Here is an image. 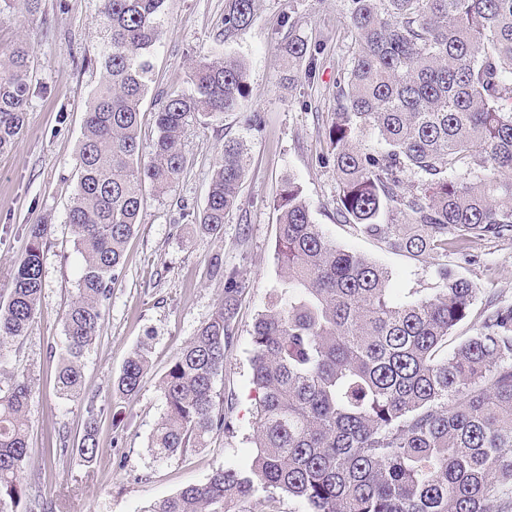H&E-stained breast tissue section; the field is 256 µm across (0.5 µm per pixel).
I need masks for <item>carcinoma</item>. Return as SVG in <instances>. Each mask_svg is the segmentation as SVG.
Masks as SVG:
<instances>
[{"label":"carcinoma","mask_w":512,"mask_h":512,"mask_svg":"<svg viewBox=\"0 0 512 512\" xmlns=\"http://www.w3.org/2000/svg\"><path fill=\"white\" fill-rule=\"evenodd\" d=\"M166 0H100L103 77L84 121L67 216L79 256L63 315L60 394L81 400L84 357L98 335L145 188L166 193L186 166L190 122L242 112L243 64L200 58L190 90L157 95V136L144 157L141 103ZM351 57L336 78V106L319 162L338 178L336 221L354 224L415 258L472 261V244L512 238V0H341ZM255 0H225L224 41L246 30ZM33 47L0 49V152L25 125ZM317 50L297 35L282 47L280 82L315 75ZM380 147L364 144L365 134ZM245 174V146L228 140L196 227L223 230ZM276 254L279 286L252 332L257 453L214 471L146 512H259L286 492L305 512H497L512 509V301L479 289L448 262L435 287L399 301L382 265L341 249L314 223L291 179L283 182ZM44 224L28 229L12 288L0 306V512H53L23 483L29 458L28 376L8 370V349L31 328L42 293ZM211 276L224 299L161 381L165 409L148 440L158 459L207 446L229 428L216 390L233 342L242 288L219 257ZM478 315L468 336L461 324ZM150 367L136 346L113 382L135 397ZM74 448L90 467L100 409L85 406Z\"/></svg>","instance_id":"cac0c4a2"}]
</instances>
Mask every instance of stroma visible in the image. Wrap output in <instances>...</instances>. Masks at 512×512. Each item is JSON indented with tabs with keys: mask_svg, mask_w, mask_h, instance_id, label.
I'll return each mask as SVG.
<instances>
[{
	"mask_svg": "<svg viewBox=\"0 0 512 512\" xmlns=\"http://www.w3.org/2000/svg\"><path fill=\"white\" fill-rule=\"evenodd\" d=\"M99 0H43L36 16L22 4L0 13V45L23 39L34 50L30 107L17 146L0 154V303L12 287V269L28 242V228L45 224L43 289L34 323L16 366L33 385L30 409L28 487L62 503L61 512H143L154 501L205 481L231 462L256 453L255 393L252 377L254 323L280 280L275 253L281 183L294 178L315 223L340 248L357 252L391 272L397 300H411L433 287L432 260H416L362 235L332 218L338 191L332 168L319 163L324 128L335 107V81L348 59L351 41L340 0H256L252 24L233 41L220 40L224 0H168L160 42L150 53L151 82L141 104L140 138L156 137L159 92L185 88L190 67L203 55L231 56L247 69V110L262 124L248 126L228 112L208 124L186 127V168L164 195L146 191L137 232L129 239L123 272L112 286L99 335L84 358V394L102 406L98 460L89 468L69 457H49L60 436L76 442L86 416L80 403L61 399L55 378L56 354L65 343L63 312L75 293L78 255L67 222L77 182L76 156L85 113L102 77L98 63L104 35ZM303 14L300 36L319 47L312 80L288 89L279 83L280 46L289 9ZM243 141L248 155L236 207L220 234L195 230L206 203L214 164L225 141ZM477 261L461 276L477 287L512 299V239L474 245ZM235 271L243 291L238 299L235 338L224 354L216 387L231 427L194 452L155 460L147 444L164 411L160 382L181 348L215 312L224 284L210 275L213 257ZM152 349L151 368L136 398L112 392L125 358L140 342Z\"/></svg>",
	"mask_w": 512,
	"mask_h": 512,
	"instance_id": "obj_1",
	"label": "stroma"
}]
</instances>
